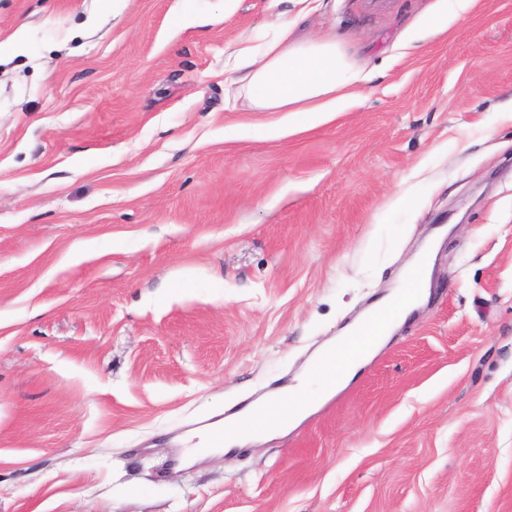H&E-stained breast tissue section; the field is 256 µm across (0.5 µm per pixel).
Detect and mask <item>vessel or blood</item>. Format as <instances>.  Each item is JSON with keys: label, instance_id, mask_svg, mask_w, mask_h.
I'll return each mask as SVG.
<instances>
[{"label": "vessel or blood", "instance_id": "vessel-or-blood-1", "mask_svg": "<svg viewBox=\"0 0 512 512\" xmlns=\"http://www.w3.org/2000/svg\"><path fill=\"white\" fill-rule=\"evenodd\" d=\"M398 304H390L366 317L352 335L343 338L337 345L324 352L317 359L314 369L326 388L336 387L346 362L354 361L372 349L373 344L389 322L398 314ZM295 413L290 401H272L251 413L248 422L251 427L262 428L270 419L289 422Z\"/></svg>", "mask_w": 512, "mask_h": 512}]
</instances>
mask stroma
I'll return each mask as SVG.
<instances>
[{
    "label": "stroma",
    "mask_w": 512,
    "mask_h": 512,
    "mask_svg": "<svg viewBox=\"0 0 512 512\" xmlns=\"http://www.w3.org/2000/svg\"><path fill=\"white\" fill-rule=\"evenodd\" d=\"M441 6L317 0L365 80L306 124L224 82L292 0H0V512H512V0ZM428 246L333 402L180 465Z\"/></svg>",
    "instance_id": "1"
}]
</instances>
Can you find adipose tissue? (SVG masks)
I'll list each match as a JSON object with an SVG mask.
<instances>
[{"label":"adipose tissue","instance_id":"obj_1","mask_svg":"<svg viewBox=\"0 0 512 512\" xmlns=\"http://www.w3.org/2000/svg\"><path fill=\"white\" fill-rule=\"evenodd\" d=\"M294 23L279 21L273 36L261 45L238 42L231 53L237 96L255 112H291L317 120L340 111L360 71L340 52L335 36L298 41Z\"/></svg>","mask_w":512,"mask_h":512}]
</instances>
